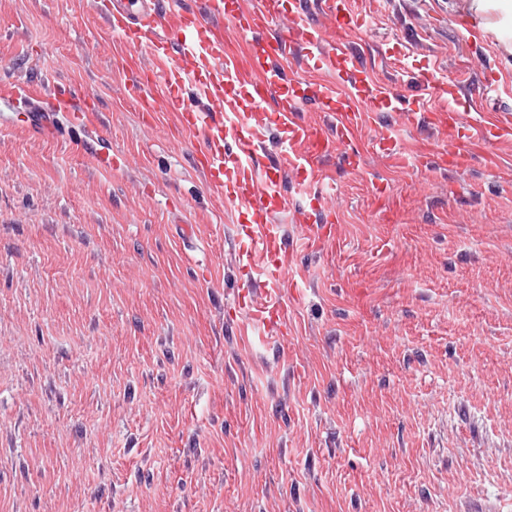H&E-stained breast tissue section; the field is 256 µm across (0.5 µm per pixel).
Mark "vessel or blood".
<instances>
[{"instance_id":"b4317fda","label":"vessel or blood","mask_w":512,"mask_h":512,"mask_svg":"<svg viewBox=\"0 0 512 512\" xmlns=\"http://www.w3.org/2000/svg\"><path fill=\"white\" fill-rule=\"evenodd\" d=\"M107 29L120 36L130 53L149 47L152 63L146 77H135L132 91L148 111L176 113L184 129L208 132L201 153L209 181L237 205L238 238L247 261H260L253 288L265 294L255 303L251 292L241 305L251 319L275 335L286 334L281 288L286 280L288 254L276 214L287 210L281 182L292 180L312 197H319L322 163L334 151V142H352L357 133L358 96L332 88H314L329 116L328 122L302 120L294 90L273 67L288 56L304 59L316 68L341 63L340 48L325 43L322 27L310 0H292L287 26L273 24L276 0H247L238 30L263 51L241 60L224 49L223 0H110L98 7ZM20 105L26 112H57L58 107L38 91L0 90V102ZM278 132L267 143L257 129V117ZM297 154L299 164H285L286 153Z\"/></svg>"}]
</instances>
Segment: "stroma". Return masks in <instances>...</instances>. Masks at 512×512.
I'll use <instances>...</instances> for the list:
<instances>
[{"label":"stroma","mask_w":512,"mask_h":512,"mask_svg":"<svg viewBox=\"0 0 512 512\" xmlns=\"http://www.w3.org/2000/svg\"><path fill=\"white\" fill-rule=\"evenodd\" d=\"M92 2L0 0V88L85 93L120 159L0 105V512H512V133L458 129L457 161L370 93L276 340L237 305L202 135L130 95L150 50ZM472 2L363 0L360 67L330 82L387 85L422 120L429 74L512 120V37Z\"/></svg>","instance_id":"stroma-1"}]
</instances>
